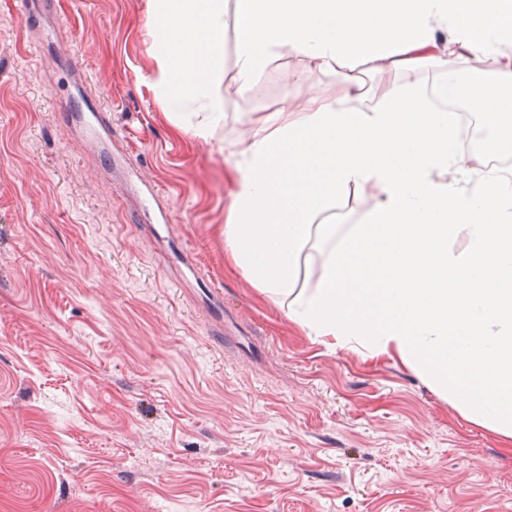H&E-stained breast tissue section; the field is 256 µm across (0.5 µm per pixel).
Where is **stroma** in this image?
<instances>
[{"mask_svg":"<svg viewBox=\"0 0 512 512\" xmlns=\"http://www.w3.org/2000/svg\"><path fill=\"white\" fill-rule=\"evenodd\" d=\"M0 0V512H512V443L398 358L328 349L224 269V140L302 66L234 95L207 144L147 81L146 0ZM112 114L169 237L69 122L73 66Z\"/></svg>","mask_w":512,"mask_h":512,"instance_id":"1","label":"stroma"}]
</instances>
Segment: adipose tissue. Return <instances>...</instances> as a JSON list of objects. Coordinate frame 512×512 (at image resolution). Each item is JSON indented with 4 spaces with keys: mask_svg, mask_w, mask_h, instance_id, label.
<instances>
[{
    "mask_svg": "<svg viewBox=\"0 0 512 512\" xmlns=\"http://www.w3.org/2000/svg\"><path fill=\"white\" fill-rule=\"evenodd\" d=\"M147 15L154 97L210 142L224 124L225 0H147ZM235 23L243 98L262 95L284 52L303 61L289 82L310 88L242 113L224 142L227 266L306 335L398 355L512 441V169L462 150L443 107L463 88L472 113L491 114L512 89V0H237ZM428 68L429 86L397 82ZM363 200L356 223H330Z\"/></svg>",
    "mask_w": 512,
    "mask_h": 512,
    "instance_id": "adipose-tissue-1",
    "label": "adipose tissue"
}]
</instances>
